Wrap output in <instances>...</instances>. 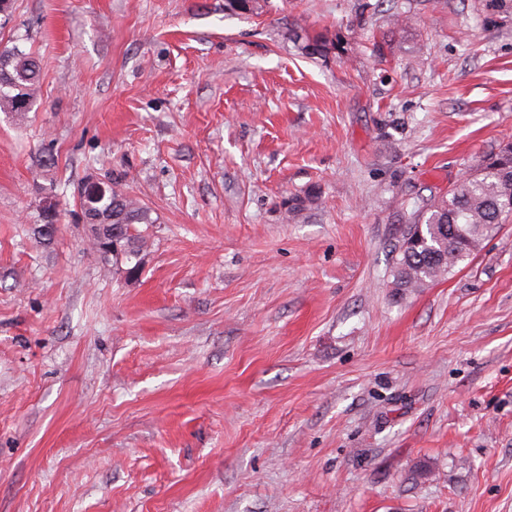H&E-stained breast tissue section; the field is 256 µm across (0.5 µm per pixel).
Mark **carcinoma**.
<instances>
[{
    "instance_id": "obj_1",
    "label": "carcinoma",
    "mask_w": 512,
    "mask_h": 512,
    "mask_svg": "<svg viewBox=\"0 0 512 512\" xmlns=\"http://www.w3.org/2000/svg\"><path fill=\"white\" fill-rule=\"evenodd\" d=\"M224 10L234 14L254 13L258 0L224 2ZM0 112L20 119L33 111L35 90L40 77V63L31 52L14 44L0 49ZM80 210L87 224H110L119 229L121 252L112 262L125 265V273L138 274L146 238L136 229L138 224H154L151 210L131 196L120 183L110 179L102 187L78 192ZM512 204V145L483 161L448 193L435 198L413 223L422 225L421 244L409 254H398L393 267V284L407 291L421 288L449 274L459 263L469 259L481 242L492 232L497 213ZM440 224H459L464 235L449 239L437 232Z\"/></svg>"
}]
</instances>
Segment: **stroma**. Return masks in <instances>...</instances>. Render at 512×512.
<instances>
[{
    "mask_svg": "<svg viewBox=\"0 0 512 512\" xmlns=\"http://www.w3.org/2000/svg\"><path fill=\"white\" fill-rule=\"evenodd\" d=\"M260 4L0 15L41 60L0 112V512H512V223L392 286L512 143V0ZM91 174L152 210L136 277L88 246Z\"/></svg>",
    "mask_w": 512,
    "mask_h": 512,
    "instance_id": "stroma-1",
    "label": "stroma"
}]
</instances>
